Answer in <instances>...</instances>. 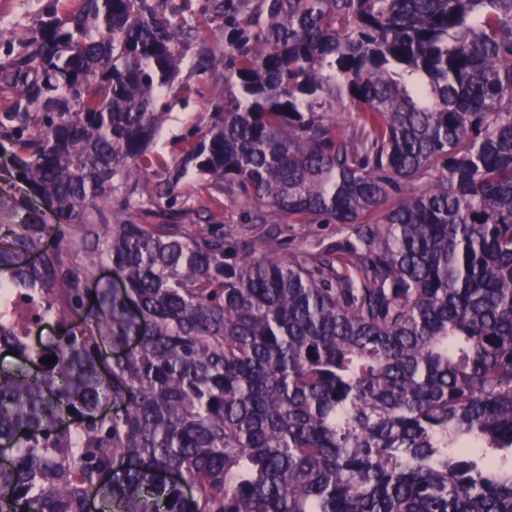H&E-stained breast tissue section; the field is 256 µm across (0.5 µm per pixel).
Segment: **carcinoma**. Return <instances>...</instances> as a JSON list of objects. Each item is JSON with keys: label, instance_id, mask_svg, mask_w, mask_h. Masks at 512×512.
<instances>
[{"label": "carcinoma", "instance_id": "cac0c4a2", "mask_svg": "<svg viewBox=\"0 0 512 512\" xmlns=\"http://www.w3.org/2000/svg\"><path fill=\"white\" fill-rule=\"evenodd\" d=\"M210 9L229 51L75 0L0 62V154L56 218L0 222V300L57 332L0 321V512H512V0ZM193 32L213 112L153 182ZM189 178L251 223L186 221ZM30 314L31 304L27 300L17 296L12 298L8 308V316L11 325L19 334L24 330Z\"/></svg>", "mask_w": 512, "mask_h": 512}]
</instances>
